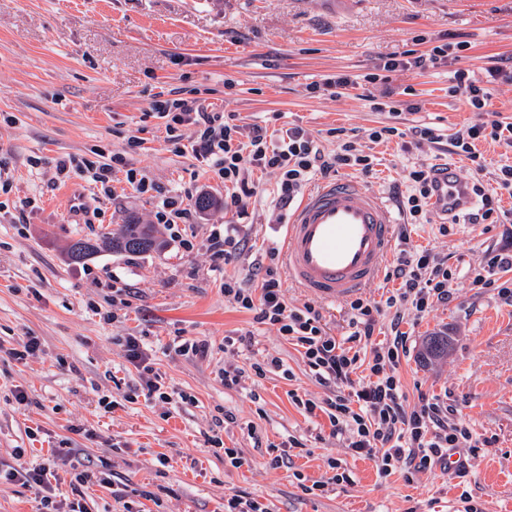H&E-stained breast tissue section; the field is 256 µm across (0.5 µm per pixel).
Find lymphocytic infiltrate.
<instances>
[{
	"label": "lymphocytic infiltrate",
	"instance_id": "1",
	"mask_svg": "<svg viewBox=\"0 0 512 512\" xmlns=\"http://www.w3.org/2000/svg\"><path fill=\"white\" fill-rule=\"evenodd\" d=\"M448 58L447 45L427 51L410 49L402 57H390L377 65L375 72L357 77L339 72L323 82L324 90L333 96L351 95L363 84L390 83L393 73L404 70L426 72L440 67ZM486 78H476L469 69L454 70L448 87L452 95L463 96L478 121L459 129L450 140H443L436 128L415 125L406 129L385 123L371 128L368 139L375 144L396 142L405 154L423 150L425 145L447 143L451 154L466 158L476 171L484 165L477 145L491 140L512 146V122H504L492 110L490 82L512 81V58L498 59L487 67ZM150 109L166 117V140L173 145L187 143L194 159L224 184V210L246 216L253 198L261 193L260 179L277 176L275 205L285 209L293 205L311 183L352 170L363 176L374 173L379 159L362 149L357 136L338 135L335 149H326L320 138L297 124L271 129L258 124H239L236 115L203 105L195 98H162L154 95ZM194 129L190 141H183L178 127ZM60 173H77L90 182L109 188L116 173H124L127 184L140 195L155 191V184L136 169L128 167L124 157L113 156L111 162L97 163L71 157L58 163ZM436 168L425 161L413 162L405 174L406 190L399 197V210L405 224H426L433 212L431 203ZM472 191L480 199L477 210L470 212L473 224H499L507 219L501 202L503 195L512 196V165H501L493 188L474 183ZM506 281H497L498 273ZM386 280L396 284L385 305L394 307L390 336L377 338V317L382 306L356 299L352 310L348 337L331 336L322 324V316L311 304H289L280 277L266 268L263 277L248 273L245 279L224 282V299L235 308L251 312L256 323L276 329L285 341L302 350L303 357L322 386L335 389L334 399L326 407H318L309 398L295 397L297 407L307 414L323 410L334 434L343 436L351 455L374 460L381 474H391L398 465L415 472L447 464L456 456V473L465 477L467 455L472 435L455 409L437 401L421 400L408 405L402 385L394 373L401 353L406 352L408 332L401 326L406 314L421 318L434 306L447 304L452 296L453 272L447 257L429 249L413 246L408 232L400 234V251L387 267ZM473 285L497 289L499 295L512 301V250L489 253L485 266L475 272ZM370 350L368 361H361L358 349ZM366 368L364 380H355L358 368Z\"/></svg>",
	"mask_w": 512,
	"mask_h": 512
}]
</instances>
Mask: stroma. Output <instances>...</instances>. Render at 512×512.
<instances>
[{"label": "stroma", "mask_w": 512, "mask_h": 512, "mask_svg": "<svg viewBox=\"0 0 512 512\" xmlns=\"http://www.w3.org/2000/svg\"><path fill=\"white\" fill-rule=\"evenodd\" d=\"M417 34L431 47L466 48L435 70L394 73L366 99L311 92L336 72H372L411 49ZM510 56L512 0H0V469L21 460L55 474L47 489L0 480V512H39L47 494L89 512H224L239 493L268 512H464V492L482 512H512V303L472 284L488 251L512 247V223L474 230L461 219L445 228L436 213L409 226L412 243L446 253L456 277L449 303L411 326L395 373L408 404L426 396L456 408L477 448L463 479L440 466L383 476L373 460L351 455L325 415L294 404L296 394L319 403L331 395L295 346L224 299L225 279L243 278L254 258L284 267L275 248L288 214L272 203L276 176L264 177L245 219V253L214 265L207 245L213 226L228 220L224 185L167 143L165 119L149 112L161 93L199 99L245 124L276 117L315 134L355 132L380 160L365 186L392 202L406 159L396 143L368 140L367 130L389 119L376 103L412 87L423 108L402 112L401 123L451 138L477 115L449 95L450 71L481 77ZM132 134L142 140L135 149ZM117 153L160 194L122 181L107 194L57 172L69 156L107 163ZM194 186L216 204L181 225L177 243L155 213L164 195ZM131 219L154 225L163 249L69 262L74 240ZM282 290L294 305L310 301L290 280ZM313 304L329 334L349 333V301ZM248 332L252 347H225V337ZM440 332L451 340L447 357L422 363L423 339ZM129 336L147 348L171 403L146 398L126 358ZM32 338L34 355L10 357ZM181 339L205 341L207 356L179 353ZM270 357L282 369L257 373ZM229 365L244 370L238 387L224 385ZM17 389L25 403L15 401ZM292 437L299 445L289 463L271 468L276 445ZM228 448L242 466L225 463ZM332 459L350 482L305 490L332 477ZM83 471L91 481L76 482Z\"/></svg>", "instance_id": "1"}]
</instances>
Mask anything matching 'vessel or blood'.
<instances>
[{
	"mask_svg": "<svg viewBox=\"0 0 512 512\" xmlns=\"http://www.w3.org/2000/svg\"><path fill=\"white\" fill-rule=\"evenodd\" d=\"M432 203L435 210L461 214L475 197L454 165L440 166ZM391 210L353 179L321 185L305 194L287 224L284 257L289 277L328 302L357 294L378 279L391 257Z\"/></svg>",
	"mask_w": 512,
	"mask_h": 512,
	"instance_id": "b4317fda",
	"label": "vessel or blood"
}]
</instances>
